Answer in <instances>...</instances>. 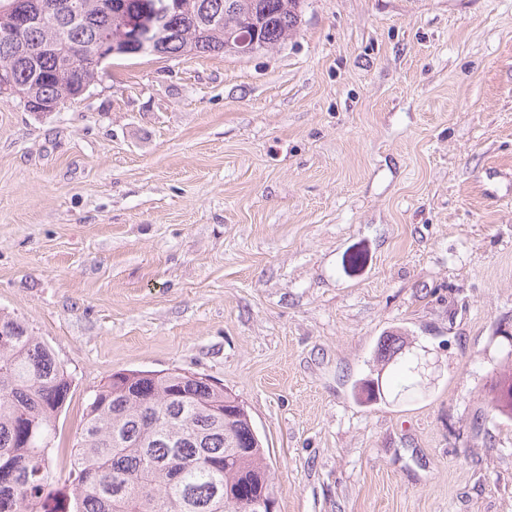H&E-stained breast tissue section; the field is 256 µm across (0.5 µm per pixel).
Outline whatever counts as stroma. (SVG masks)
Wrapping results in <instances>:
<instances>
[{
    "mask_svg": "<svg viewBox=\"0 0 512 512\" xmlns=\"http://www.w3.org/2000/svg\"><path fill=\"white\" fill-rule=\"evenodd\" d=\"M1 312L73 379L58 472L113 372L176 370L242 401L276 512H512V0H305L249 57L0 97ZM403 346L404 343L400 341L399 336H386V339L380 344L377 355L378 358L382 359L381 361L386 360V363L394 358L392 362L398 365L404 378L410 379L413 374L410 371L409 362L413 358L414 352L409 349L405 352L402 351Z\"/></svg>",
    "mask_w": 512,
    "mask_h": 512,
    "instance_id": "obj_1",
    "label": "stroma"
}]
</instances>
